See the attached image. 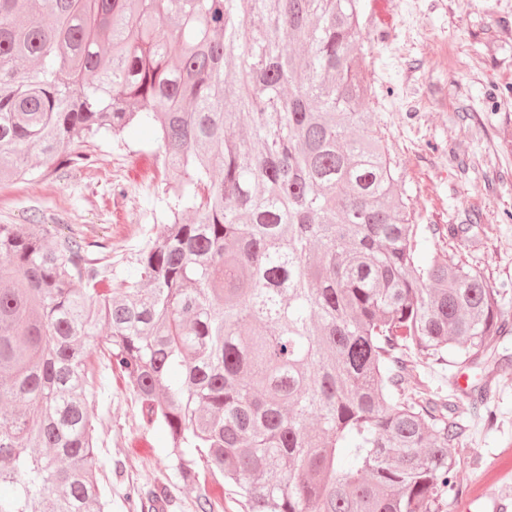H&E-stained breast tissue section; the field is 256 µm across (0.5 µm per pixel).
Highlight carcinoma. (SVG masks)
<instances>
[{"label":"carcinoma","mask_w":512,"mask_h":512,"mask_svg":"<svg viewBox=\"0 0 512 512\" xmlns=\"http://www.w3.org/2000/svg\"><path fill=\"white\" fill-rule=\"evenodd\" d=\"M359 2L0 0V181L151 125L175 200L122 277L75 234L0 224V512H106L98 351L194 512L224 481L245 512H442L463 426L414 362L486 368L509 288L467 259L472 224L421 246L359 111Z\"/></svg>","instance_id":"cac0c4a2"}]
</instances>
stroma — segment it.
Wrapping results in <instances>:
<instances>
[{
  "label": "stroma",
  "instance_id": "35a3bbf8",
  "mask_svg": "<svg viewBox=\"0 0 512 512\" xmlns=\"http://www.w3.org/2000/svg\"><path fill=\"white\" fill-rule=\"evenodd\" d=\"M389 29L380 37V29ZM367 107L384 133L419 224H475L467 254L492 283L512 285V0H361ZM91 167L34 170L0 183V224L72 229L90 256L117 249L126 262L158 235L169 196L151 132L120 141L103 135L85 146ZM485 370L417 364L416 385L465 403L470 389L491 388L496 414L487 426L462 410L466 432L452 453L457 498L512 502V338ZM111 399L96 403L98 451L108 512H124L127 484L164 492V512H192L194 493L169 469L161 433L142 426L134 398L110 376Z\"/></svg>",
  "mask_w": 512,
  "mask_h": 512
}]
</instances>
